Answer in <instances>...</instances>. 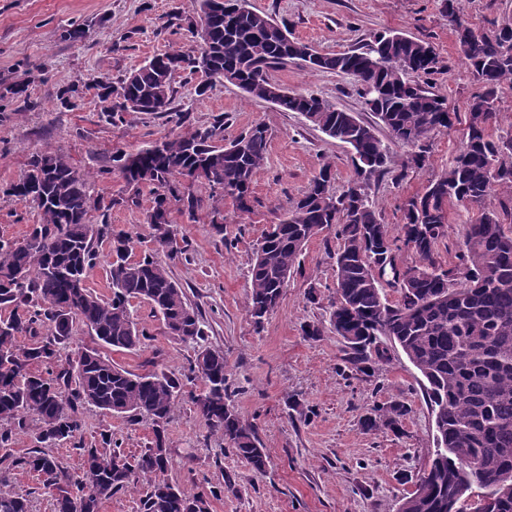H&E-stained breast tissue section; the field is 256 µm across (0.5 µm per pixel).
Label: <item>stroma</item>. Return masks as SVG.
Returning a JSON list of instances; mask_svg holds the SVG:
<instances>
[{
  "label": "stroma",
  "mask_w": 512,
  "mask_h": 512,
  "mask_svg": "<svg viewBox=\"0 0 512 512\" xmlns=\"http://www.w3.org/2000/svg\"><path fill=\"white\" fill-rule=\"evenodd\" d=\"M250 2L287 23L293 37L325 53L359 46L384 30L429 42L438 70L428 84L456 112H465L482 91L460 56L443 0ZM176 11L190 15L188 0H0V91L16 82L27 85L26 98L7 100L0 115V240L22 241L39 219L31 203L6 193L37 153L63 151L75 167L94 174L93 193L108 198L124 182L119 173L102 177L98 171L111 165L116 152L130 153L208 126L219 113L225 116L223 138L228 142L254 125H264L267 161L253 178L250 213H240L231 198H216L224 215L220 236L206 214L193 221L175 215L173 230L187 241L188 252L169 268L190 302L204 313L210 343L224 351L232 403L256 426L268 467L257 474L225 447L184 393L167 427L171 465L164 477L190 494L220 488L210 512H398L401 498L415 487L436 447L434 416L422 394V376L393 342L382 341L387 357L370 374L346 371L345 344L327 328L339 247L335 231L322 232L305 245L301 273L289 278L280 307L262 327H254L248 314L255 244L305 192L323 162L332 163L337 184L351 177L348 147L298 113L249 99L228 82L215 84L197 99L192 85L177 77L181 103L190 115L181 127L166 116L141 113L109 124L87 89L94 80L117 77L171 48L193 49L196 42L188 25L168 23ZM73 23L88 28L86 39H63V30ZM269 77L356 115L364 113L355 87L344 76L291 63L270 70ZM72 85L85 87L86 93L76 107L66 108L57 95ZM461 135L458 125L434 135L425 166L408 171L401 168L406 148L389 141L393 173L373 188L372 196L390 230L402 224L406 200L447 169ZM400 170L405 178L394 181V172ZM152 202L145 187L134 204L113 208V233L129 235L141 249H149L151 230L144 217ZM312 285L320 297L316 305L307 299ZM134 315L149 337L139 349L114 352L113 360L136 373L156 367L176 376L186 373L192 348L167 336L148 304L135 303ZM313 322L325 326L324 336H304L303 325ZM394 401L409 408L403 434L366 431L363 417ZM78 414L84 422L81 435L48 449L71 478L83 475L80 448L101 447L103 436H111L128 457L139 455L153 439L149 423L132 425L88 405L79 406Z\"/></svg>",
  "instance_id": "obj_1"
}]
</instances>
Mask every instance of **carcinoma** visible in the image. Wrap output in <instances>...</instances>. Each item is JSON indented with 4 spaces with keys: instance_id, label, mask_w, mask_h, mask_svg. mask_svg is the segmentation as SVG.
<instances>
[{
    "instance_id": "obj_1",
    "label": "carcinoma",
    "mask_w": 512,
    "mask_h": 512,
    "mask_svg": "<svg viewBox=\"0 0 512 512\" xmlns=\"http://www.w3.org/2000/svg\"><path fill=\"white\" fill-rule=\"evenodd\" d=\"M206 13L208 48H173L145 60L118 80L96 81L102 113L111 124L130 113H163L183 125L188 113L178 104L175 76L194 79L208 66L213 81L229 73L245 84L250 99L268 96L271 69L301 61L311 71L350 77L364 109L392 140L410 148L400 175L420 168L433 135L453 126L457 113L442 111L446 99L420 80L437 71L427 60L430 44L400 33H380L357 48L318 54L312 60L287 49L267 15L250 0H190ZM448 26L462 59L483 92L468 105L461 143L448 170L405 203V223L392 236L381 223L372 188L390 173L389 148L376 125L364 123L312 93L294 92L277 107L297 112L327 136L352 149L354 175L333 187L331 163L323 164L304 195L256 243L250 279L249 314L255 327L274 312L305 244L331 227L340 244L335 253L336 284L330 324L348 348L346 368L366 374L372 357L382 360L385 336L398 345L426 380L439 445L416 490L402 498L403 512H463L484 479V503L473 512H512V135H494L495 103L502 86L512 88V20L477 42L460 0H445ZM224 114L184 135L146 144L115 158L128 190L151 187L154 201L146 223L158 231L174 224L178 212L195 217L208 200L229 196L242 213L251 211L250 187L267 160V130L257 124L232 140L236 156L216 142ZM7 193L31 202L41 222L20 242H0V421L26 426L38 416L37 442L70 440L82 430L77 407L93 405L135 424L152 425L153 441L129 460L103 437L102 448H79L83 477L74 480L60 461L42 448L11 461L38 474L54 495L55 512H100L102 502L144 481L140 512H210L209 497L186 494L160 478L170 464L165 432L186 384L203 382L192 396L206 426L224 438L258 474L268 456L256 428L245 422L228 395L224 351L208 342L199 308L171 276L160 254H185L163 233L154 247L135 255L132 240L112 235L108 212L134 201L122 192L108 201L91 193V175L74 167L59 150L32 156ZM480 212L468 225L459 263L436 261L448 237V205ZM111 240V292L86 288L98 259L99 242ZM413 261H399L401 248ZM398 299L388 301L384 288ZM145 302L168 335L194 350L189 374L181 379L163 370L131 372L106 351H131L147 339L132 317V303ZM79 328L98 346L58 363L60 346ZM25 337L28 343L19 344ZM46 366L42 373L37 366ZM408 415L401 402L376 409L364 419L368 431L399 432ZM0 512H31L30 501L0 492Z\"/></svg>"
}]
</instances>
